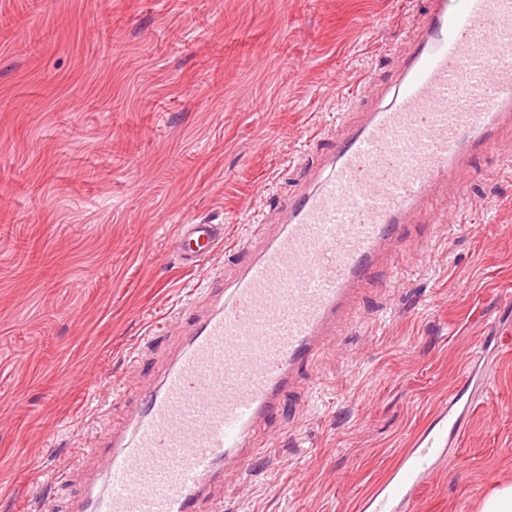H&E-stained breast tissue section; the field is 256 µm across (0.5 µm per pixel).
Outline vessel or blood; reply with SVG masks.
Instances as JSON below:
<instances>
[{
	"mask_svg": "<svg viewBox=\"0 0 512 512\" xmlns=\"http://www.w3.org/2000/svg\"><path fill=\"white\" fill-rule=\"evenodd\" d=\"M399 53L393 90L333 138L297 193L277 202L270 240L238 244V276L207 290L208 315L182 313L183 347L146 392L130 434L96 433L108 486L85 489L87 512H200L224 471L249 476L263 446L259 422L341 318L382 251L415 218H428L440 184L465 195L475 155H503L512 126V0H428L423 22ZM224 243L220 224L180 225L172 250L196 268ZM488 351L468 356L447 400L432 412L360 512H408L417 491L473 410L488 379Z\"/></svg>",
	"mask_w": 512,
	"mask_h": 512,
	"instance_id": "1",
	"label": "vessel or blood"
}]
</instances>
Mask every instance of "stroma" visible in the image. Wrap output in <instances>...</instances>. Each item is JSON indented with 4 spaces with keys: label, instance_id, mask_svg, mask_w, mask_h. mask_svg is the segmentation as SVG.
I'll list each match as a JSON object with an SVG mask.
<instances>
[{
    "label": "stroma",
    "instance_id": "1",
    "mask_svg": "<svg viewBox=\"0 0 512 512\" xmlns=\"http://www.w3.org/2000/svg\"><path fill=\"white\" fill-rule=\"evenodd\" d=\"M423 0H0V512H74L155 383L156 323L196 307L239 261L184 268L182 224L234 241L292 193L366 74L383 80ZM446 226L383 254L355 325L327 344L256 434L226 512H358L484 337L512 334V169L480 160ZM460 447L410 512H477L512 483V347L492 364ZM22 458L26 467L11 468ZM70 468L56 485V470Z\"/></svg>",
    "mask_w": 512,
    "mask_h": 512
}]
</instances>
